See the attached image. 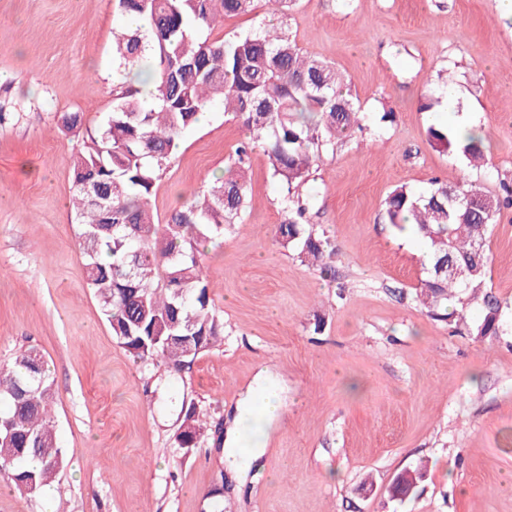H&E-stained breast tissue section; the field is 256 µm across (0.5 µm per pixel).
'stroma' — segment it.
<instances>
[{"label": "stroma", "instance_id": "35a3bbf8", "mask_svg": "<svg viewBox=\"0 0 512 512\" xmlns=\"http://www.w3.org/2000/svg\"><path fill=\"white\" fill-rule=\"evenodd\" d=\"M115 0H0V368L36 347L57 395L66 461L50 492H19L0 469V512H512V208L494 224L483 285L501 308L483 339L430 317L417 297L424 242L387 224L398 184L512 183V13L495 0H298L283 22L298 48L342 72L363 129L311 170L309 219L333 246L330 275L275 240L284 219L261 148L245 209L206 243L202 263L224 342L184 370L137 362L89 288L70 205L71 159L113 106ZM62 112L80 129H57ZM394 115L381 122L382 113ZM467 114L488 164L428 141ZM247 137L213 104L184 132L157 181L158 221L190 202ZM269 389L279 420L256 437L241 408ZM223 435L178 448L182 405ZM254 448L224 470L218 440ZM427 462L405 501L386 487Z\"/></svg>", "mask_w": 512, "mask_h": 512}]
</instances>
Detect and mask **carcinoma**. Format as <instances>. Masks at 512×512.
Listing matches in <instances>:
<instances>
[{"mask_svg": "<svg viewBox=\"0 0 512 512\" xmlns=\"http://www.w3.org/2000/svg\"><path fill=\"white\" fill-rule=\"evenodd\" d=\"M253 3L116 0L122 14L139 16L146 27L114 36L112 112L74 157L72 207L81 226L88 286L102 304L112 336L143 362L159 359L180 370L224 341V321L210 298L200 245L222 236L224 225L243 210L249 191L244 166L225 170L200 200L162 224L150 212L152 190L181 135L216 101L249 131L238 157L259 143L268 158L285 213L276 230L278 243L328 273L323 260L329 237L304 222L298 190L309 182L320 152L363 129L362 116L336 67L301 52L280 25L267 24L231 41L202 38L224 18L250 12ZM132 74L152 80L155 108H142ZM428 139L439 152L459 149L471 163L486 162L479 134H470L460 147L448 131L431 126ZM503 190L504 195L492 196L475 183L451 187L435 180L425 193L397 185L385 200L388 223L411 225L426 244L427 277L420 296L429 315L465 324L473 336L498 334V300L473 294L483 316L472 323L446 300L460 288L483 286L489 227L502 208L512 206V188ZM459 267L465 276L454 275ZM54 405L48 365L35 348L19 351L10 367L0 369V467L29 494L51 483L65 461ZM207 431L191 405L184 409L177 442L193 448Z\"/></svg>", "mask_w": 512, "mask_h": 512, "instance_id": "1", "label": "carcinoma"}]
</instances>
